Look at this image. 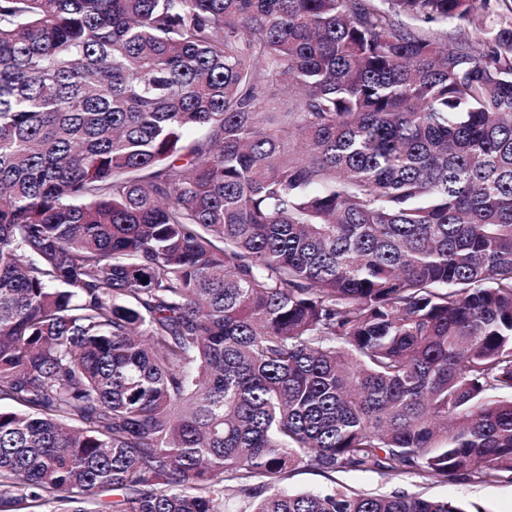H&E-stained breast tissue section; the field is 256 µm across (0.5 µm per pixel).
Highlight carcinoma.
Wrapping results in <instances>:
<instances>
[{
  "mask_svg": "<svg viewBox=\"0 0 512 512\" xmlns=\"http://www.w3.org/2000/svg\"><path fill=\"white\" fill-rule=\"evenodd\" d=\"M500 2L481 53L488 0H0V512L512 479ZM334 477L299 464L288 470L281 484L291 492L323 491L332 486L344 490L343 486L371 494H420L458 503L468 512H512V482L509 481L481 483L462 475L435 482L412 470L394 475L381 469L336 473Z\"/></svg>",
  "mask_w": 512,
  "mask_h": 512,
  "instance_id": "carcinoma-1",
  "label": "carcinoma"
}]
</instances>
